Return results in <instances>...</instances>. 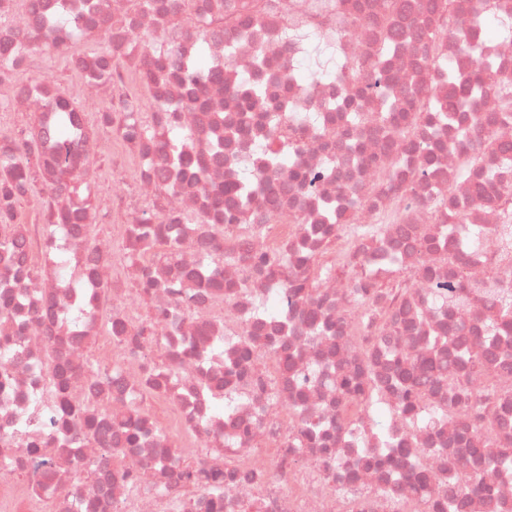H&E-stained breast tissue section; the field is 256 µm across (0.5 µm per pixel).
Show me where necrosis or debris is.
Segmentation results:
<instances>
[{
    "label": "necrosis or debris",
    "instance_id": "1",
    "mask_svg": "<svg viewBox=\"0 0 512 512\" xmlns=\"http://www.w3.org/2000/svg\"><path fill=\"white\" fill-rule=\"evenodd\" d=\"M154 2L0 0V107L31 113L10 141L35 149L30 185L43 193L0 250V512H435L458 469L478 487L466 512H512L497 463L512 453V317L491 305L512 295V29L483 43L474 0L434 12L421 0ZM66 8L73 20L57 23ZM421 22L445 29L464 81L423 62ZM291 28L336 46V69L298 80L308 51ZM87 41L95 52L76 53ZM60 51L74 78L63 93L48 65ZM202 51L208 73L182 82ZM482 59L499 93L446 124L428 114L408 147L412 95H467ZM104 72L115 86L147 81L150 109L116 99L104 122L87 105ZM377 81L398 104L382 122ZM284 149L291 164L271 165ZM107 157L120 190L98 209L101 189L72 175ZM100 217L112 239L177 245L176 262L145 267L162 357L131 350L139 296L122 262L86 241ZM265 254L279 267H260ZM312 263L324 275L307 298L297 287ZM474 345L482 356L456 363L458 387L440 379L419 395L418 414L448 410V423L409 426L398 356ZM368 371L373 403L345 408L339 380ZM312 423L323 436H308Z\"/></svg>",
    "mask_w": 512,
    "mask_h": 512
}]
</instances>
